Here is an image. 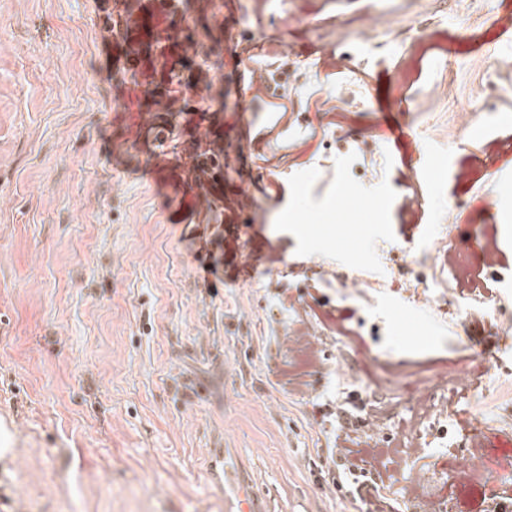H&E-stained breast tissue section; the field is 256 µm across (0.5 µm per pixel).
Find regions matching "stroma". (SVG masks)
<instances>
[{
    "mask_svg": "<svg viewBox=\"0 0 512 512\" xmlns=\"http://www.w3.org/2000/svg\"><path fill=\"white\" fill-rule=\"evenodd\" d=\"M460 0H384L399 37L358 36L375 0H177L140 65L110 28L121 0H0V512H224L209 460L231 462L268 512H428L402 489L419 467L443 476L448 512L512 506V84L503 0H476L480 24L457 31ZM195 40L177 65L167 29ZM273 76L252 100L247 77ZM451 77L458 105L510 115L491 129L494 156L459 143L443 109L416 111ZM180 83L165 146L145 124L151 85ZM283 103L287 114L274 112ZM224 197L200 198L195 149L233 157ZM475 179L456 182L454 165ZM423 198L404 219L408 166ZM253 194L258 220L225 206ZM273 262L237 276L224 250ZM500 250L487 286L496 309L466 298L435 315L411 285L451 287L456 274L425 246L450 232L472 266L474 240ZM402 253H394V245ZM366 279L352 294L344 281ZM345 323H338V315ZM312 326L316 358L289 350ZM489 357L452 389L456 364ZM304 386L291 394L284 375ZM360 402L356 426L383 408L398 453L367 460L361 498L329 463L337 404ZM487 455L495 484L453 467Z\"/></svg>",
    "mask_w": 512,
    "mask_h": 512,
    "instance_id": "stroma-1",
    "label": "stroma"
}]
</instances>
